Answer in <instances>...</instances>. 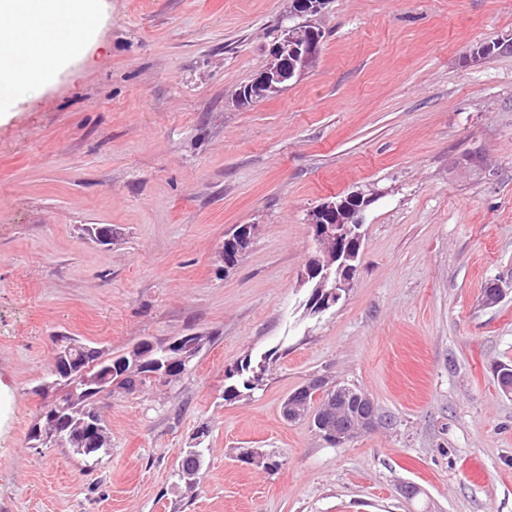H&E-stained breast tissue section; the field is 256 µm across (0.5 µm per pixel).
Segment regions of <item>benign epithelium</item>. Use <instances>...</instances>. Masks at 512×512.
I'll use <instances>...</instances> for the list:
<instances>
[{
	"label": "benign epithelium",
	"instance_id": "benign-epithelium-1",
	"mask_svg": "<svg viewBox=\"0 0 512 512\" xmlns=\"http://www.w3.org/2000/svg\"><path fill=\"white\" fill-rule=\"evenodd\" d=\"M327 0H297L293 16L303 18L320 14ZM323 30H312L304 36L300 26L283 29L279 41L269 50L270 62L260 70L254 79L241 86L236 99L241 105H248L260 96H273L281 92L290 80L309 68L318 58ZM371 203L370 197L362 192H352L340 199L328 200L308 214L310 233L315 244V255L307 262L301 277L303 282L317 289L312 302L315 315H322L334 308L342 298L340 289H347L350 280L339 276L347 267L348 255L343 244L351 240L356 247L363 241L364 213ZM254 226L242 224L235 233L224 240L228 251H219V260L229 268L249 246ZM208 337L190 334L175 337L159 344L144 339L99 371L91 372L71 354L75 342H58L56 357L59 368L55 369V380L42 386L45 394L62 382L67 383L65 394L52 397L42 417L48 425L38 432L40 444L70 448L89 453L95 448L109 445L107 429L100 421L98 402L104 396L112 395V371H123L128 376L139 375L159 382H169L173 375L179 376L190 371L194 359L202 350ZM325 388L318 378L302 385L283 402L285 418L303 413L308 407L309 397ZM376 421L363 419L355 428L336 433V443L345 444L357 436L373 430Z\"/></svg>",
	"mask_w": 512,
	"mask_h": 512
}]
</instances>
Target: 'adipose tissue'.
<instances>
[{
  "instance_id": "obj_1",
  "label": "adipose tissue",
  "mask_w": 512,
  "mask_h": 512,
  "mask_svg": "<svg viewBox=\"0 0 512 512\" xmlns=\"http://www.w3.org/2000/svg\"><path fill=\"white\" fill-rule=\"evenodd\" d=\"M97 13L96 0H0V85L17 82V55H26L32 75L42 78L78 54ZM66 21L72 29L65 34Z\"/></svg>"
}]
</instances>
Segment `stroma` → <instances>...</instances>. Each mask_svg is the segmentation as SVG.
<instances>
[{
  "mask_svg": "<svg viewBox=\"0 0 512 512\" xmlns=\"http://www.w3.org/2000/svg\"><path fill=\"white\" fill-rule=\"evenodd\" d=\"M290 3L99 0L83 52L0 101V512H512V0H330L314 65L238 105ZM353 191L377 195L359 268L314 316L308 214ZM194 333L188 374L100 399L108 448L32 447L55 337ZM264 354L261 389L226 401L225 371ZM318 377L368 393L377 427L332 446L286 421ZM254 234V226L251 224H242L238 226L235 233L224 240L228 245V253H224V245L219 251V260L224 263V268L234 265L249 246ZM325 386L324 381L317 378L313 382L302 385L297 392L290 394L283 402L285 418L290 420L292 415L303 413L304 409L308 407L309 397L312 394L309 404V410H311L313 396L324 389Z\"/></svg>",
  "mask_w": 512,
  "mask_h": 512,
  "instance_id": "stroma-1",
  "label": "stroma"
}]
</instances>
